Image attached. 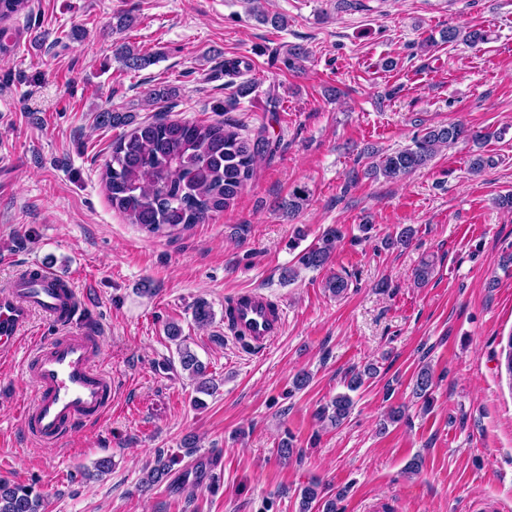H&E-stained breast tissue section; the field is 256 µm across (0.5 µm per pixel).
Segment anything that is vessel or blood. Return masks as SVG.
<instances>
[{
    "label": "vessel or blood",
    "mask_w": 512,
    "mask_h": 512,
    "mask_svg": "<svg viewBox=\"0 0 512 512\" xmlns=\"http://www.w3.org/2000/svg\"><path fill=\"white\" fill-rule=\"evenodd\" d=\"M60 326L39 339L22 361L34 387L23 416L30 437L53 445L72 437L83 423L100 417L112 403V377L99 365L98 338L74 286L54 272L20 280L0 293V358L12 356L34 312ZM226 322L251 350L272 345L282 334L286 313L262 292L239 293L226 304Z\"/></svg>",
    "instance_id": "obj_1"
}]
</instances>
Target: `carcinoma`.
I'll return each instance as SVG.
<instances>
[{
  "instance_id": "cac0c4a2",
  "label": "carcinoma",
  "mask_w": 512,
  "mask_h": 512,
  "mask_svg": "<svg viewBox=\"0 0 512 512\" xmlns=\"http://www.w3.org/2000/svg\"><path fill=\"white\" fill-rule=\"evenodd\" d=\"M30 13V0H0V53L9 50L10 22ZM118 57L125 67L134 70L147 61L127 46L118 48ZM95 120L99 127L132 126L112 142V151L105 161V185L112 208L129 223L152 234L185 231L209 222L241 193L253 176L256 159L269 149L265 138H244L224 119L205 124L171 119L162 110L138 122L130 112L105 109L97 113ZM465 139L477 143L484 135L460 125L427 127L414 137L413 145L379 157L367 174L400 178L425 166L442 148ZM307 201V191L299 189L290 195L284 207L295 215ZM342 237L341 227L326 229L317 243L299 254L298 266L313 270L326 266ZM193 320L201 326L211 323V306L205 301L197 302ZM178 355L182 370L197 383L196 391L215 388L213 379L207 377L206 366L188 347L179 348ZM432 387L430 369L423 366L416 374L413 393L425 398ZM353 405L350 395L338 394L317 412V419L338 427L348 419ZM171 464L172 460L158 455L147 468L142 486L151 488L167 480ZM42 501L43 495L33 487L0 478V512H41ZM313 505L321 512H336V500L321 495L316 484L302 489L301 512H309Z\"/></svg>"
}]
</instances>
